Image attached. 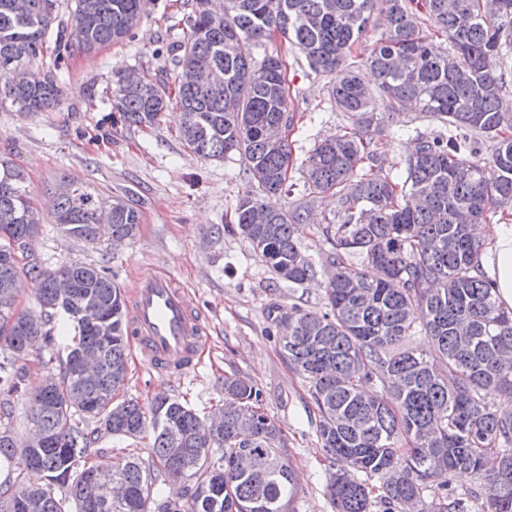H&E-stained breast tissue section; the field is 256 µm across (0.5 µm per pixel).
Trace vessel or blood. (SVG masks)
I'll list each match as a JSON object with an SVG mask.
<instances>
[{
	"label": "vessel or blood",
	"mask_w": 512,
	"mask_h": 512,
	"mask_svg": "<svg viewBox=\"0 0 512 512\" xmlns=\"http://www.w3.org/2000/svg\"><path fill=\"white\" fill-rule=\"evenodd\" d=\"M138 358L158 373L195 369L206 342L190 291L168 273L139 278L127 314Z\"/></svg>",
	"instance_id": "b4317fda"
}]
</instances>
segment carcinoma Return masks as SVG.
Listing matches in <instances>:
<instances>
[{
    "label": "carcinoma",
    "mask_w": 512,
    "mask_h": 512,
    "mask_svg": "<svg viewBox=\"0 0 512 512\" xmlns=\"http://www.w3.org/2000/svg\"><path fill=\"white\" fill-rule=\"evenodd\" d=\"M187 34L171 45L174 66H208V83L180 82L174 94L159 80L128 81L114 75L111 105L127 127H150L176 103L179 132L202 159L236 153L245 160L249 190L238 199L229 232L240 231L277 279L303 285L314 278L309 255L296 240L299 224H320L330 249L324 265L333 281L325 310L288 308L289 364L309 385L318 410L317 437L328 461L326 490L336 512L405 509L415 500L442 495L439 512H512V416L498 414L492 392H512V311L503 310L484 274L485 243L472 225L512 204V0H190ZM148 0H75L80 31L69 30L57 0H28L23 16L12 0H0V106L23 114L58 102L55 77L40 71L49 39L67 38L85 54L130 37ZM449 48L439 51L420 27ZM288 39L297 60L327 80L336 111L353 129L317 144L305 157V194L286 210L261 197L283 191L291 164L286 136L269 129L294 127L283 61L277 54L255 61L239 42ZM490 55L500 72L486 69ZM370 70L372 82L362 76ZM390 99L394 113L416 111L439 130L410 139L404 176L383 173L377 140L384 120L371 111L374 94ZM491 143L483 154L482 145ZM53 221L89 244L132 240L141 224L130 202L112 209V223H98L110 198L63 177ZM336 198L335 218L322 222L314 202ZM41 226L25 173L0 159V415L11 419L23 392L29 351L38 337L49 344L63 335V317L74 336L66 345L61 374L35 390L32 429L42 442H19L0 429V512H66L55 488L67 487L76 512H294L292 466L281 429L265 412L261 389L238 373L224 377L228 411L219 427L188 406L156 395L145 406L115 400L128 374L126 302L105 271L78 260L54 269L32 258ZM30 258L19 266L18 256ZM358 255L377 271H351ZM41 280L39 312H19L15 283L20 272ZM104 306L91 322L81 315ZM421 333L432 341L424 354L407 344ZM96 359L84 374L77 351ZM376 381L380 390L364 392ZM109 434L136 437L152 428L151 460L110 457L74 474L87 457L91 434L75 414ZM501 457L499 467L490 460ZM187 483L173 488L171 467ZM45 474L31 486L24 475ZM473 474L483 493L448 492L449 476ZM365 478L359 479L356 474ZM104 475L126 488L107 503L96 485ZM376 477L379 484L370 483Z\"/></svg>",
    "instance_id": "carcinoma-1"
}]
</instances>
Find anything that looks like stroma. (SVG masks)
<instances>
[{
  "instance_id": "35a3bbf8",
  "label": "stroma",
  "mask_w": 512,
  "mask_h": 512,
  "mask_svg": "<svg viewBox=\"0 0 512 512\" xmlns=\"http://www.w3.org/2000/svg\"><path fill=\"white\" fill-rule=\"evenodd\" d=\"M187 13L186 0H150L140 24L124 42L91 55L75 49L58 56L47 54L44 67L57 79L60 104L31 116L0 108V158L11 160L28 176L33 205L44 218L33 244L43 266L80 260L106 269L127 297L135 292L139 272L155 268L171 274L194 296L207 336L198 368L187 375H161L129 358L119 398L145 404L164 392L206 419L224 403L226 375L238 372L251 378L262 390L264 409L281 427L288 446L295 512H334L316 437L317 409L307 382L284 357L278 329L268 316L274 305L322 309L328 282L322 257L326 243L316 225H302L298 240L314 265L313 279L301 286L274 279L245 237L224 230L239 197L249 188L239 155L204 161L191 153L179 137L178 108H169L157 125L144 129L116 123L111 108L117 71L133 67L174 86L177 70L170 63L169 46L182 39ZM242 51L257 60L277 53L285 64L290 107L299 124L288 137L291 188L269 200L285 209L302 189L301 162L308 152L326 137L351 130L352 121L331 106L325 79L296 62L283 38L262 45L246 41ZM373 109L388 122L380 146L385 170L400 176L409 138L430 133L436 125L414 112L391 116L386 97L380 95ZM64 175L102 196L129 199L142 215L136 238L121 246H92L66 237L50 221V203ZM64 347L60 340L55 347L44 346L28 356V394L5 422L18 439H25L29 431L27 418L34 406L29 393L42 378L57 373L58 364L50 356Z\"/></svg>"
}]
</instances>
